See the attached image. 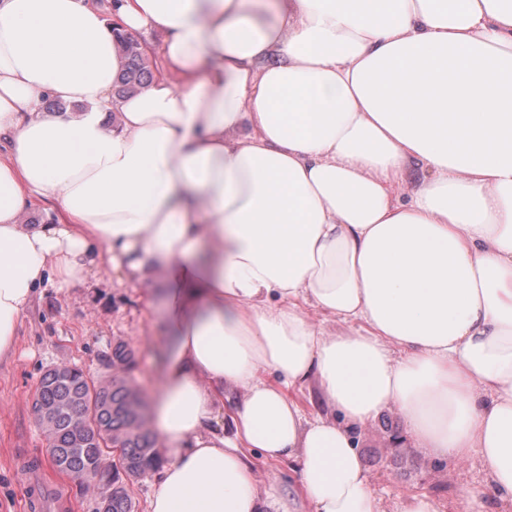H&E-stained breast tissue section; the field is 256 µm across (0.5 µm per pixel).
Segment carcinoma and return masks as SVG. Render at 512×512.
<instances>
[{"label":"carcinoma","instance_id":"carcinoma-1","mask_svg":"<svg viewBox=\"0 0 512 512\" xmlns=\"http://www.w3.org/2000/svg\"><path fill=\"white\" fill-rule=\"evenodd\" d=\"M125 69L116 82L119 95L134 93L153 78L140 44L119 37ZM134 350L119 342L112 349V378H89L81 369L58 366L41 378L32 409L56 469L75 480L92 473L112 474L110 492L98 512H135L130 483L157 470L162 457L145 427V402L128 373Z\"/></svg>","mask_w":512,"mask_h":512}]
</instances>
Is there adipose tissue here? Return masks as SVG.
<instances>
[{
    "instance_id": "ef3b65f1",
    "label": "adipose tissue",
    "mask_w": 512,
    "mask_h": 512,
    "mask_svg": "<svg viewBox=\"0 0 512 512\" xmlns=\"http://www.w3.org/2000/svg\"><path fill=\"white\" fill-rule=\"evenodd\" d=\"M141 29L156 74L115 96ZM102 265L164 322L148 512H380L353 431L392 409L479 454L459 512L512 499V0H0V363Z\"/></svg>"
}]
</instances>
